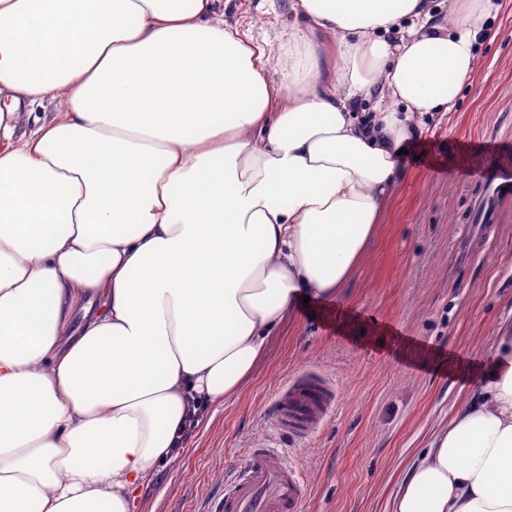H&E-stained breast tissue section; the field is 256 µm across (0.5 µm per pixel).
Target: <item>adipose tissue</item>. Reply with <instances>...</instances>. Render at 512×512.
Here are the masks:
<instances>
[{"label": "adipose tissue", "instance_id": "obj_1", "mask_svg": "<svg viewBox=\"0 0 512 512\" xmlns=\"http://www.w3.org/2000/svg\"><path fill=\"white\" fill-rule=\"evenodd\" d=\"M288 6L266 52L224 0H0V512H129L343 288L495 37L489 0ZM474 379L390 512H512V326Z\"/></svg>", "mask_w": 512, "mask_h": 512}]
</instances>
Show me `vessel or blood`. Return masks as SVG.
Here are the masks:
<instances>
[{
    "mask_svg": "<svg viewBox=\"0 0 512 512\" xmlns=\"http://www.w3.org/2000/svg\"><path fill=\"white\" fill-rule=\"evenodd\" d=\"M336 398L333 382L324 376H302L281 390L270 404L273 428L296 439L306 438L328 415ZM306 491L297 472L269 448L247 456L224 512H302Z\"/></svg>",
    "mask_w": 512,
    "mask_h": 512,
    "instance_id": "1",
    "label": "vessel or blood"
}]
</instances>
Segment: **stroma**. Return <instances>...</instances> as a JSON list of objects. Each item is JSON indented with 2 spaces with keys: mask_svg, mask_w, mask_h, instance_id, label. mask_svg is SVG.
<instances>
[{
  "mask_svg": "<svg viewBox=\"0 0 512 512\" xmlns=\"http://www.w3.org/2000/svg\"><path fill=\"white\" fill-rule=\"evenodd\" d=\"M258 4L230 0L226 18L268 50L295 17L288 0L271 15ZM487 24L496 38L452 111L407 146L378 235L340 294L273 336L238 395L205 411L131 512H222L232 470L267 447L299 470L303 512H390L399 478L463 399V366L512 323V196L479 219L494 171L512 168V0H493ZM310 372L334 382V408L306 439L275 432L272 399Z\"/></svg>",
  "mask_w": 512,
  "mask_h": 512,
  "instance_id": "1",
  "label": "stroma"
}]
</instances>
